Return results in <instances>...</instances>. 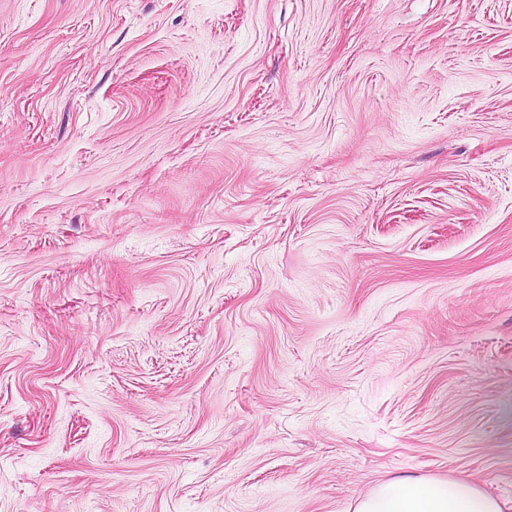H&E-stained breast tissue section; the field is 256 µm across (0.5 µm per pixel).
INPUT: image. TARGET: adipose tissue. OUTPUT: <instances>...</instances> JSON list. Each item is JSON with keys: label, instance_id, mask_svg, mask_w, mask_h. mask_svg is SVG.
<instances>
[{"label": "adipose tissue", "instance_id": "1", "mask_svg": "<svg viewBox=\"0 0 512 512\" xmlns=\"http://www.w3.org/2000/svg\"><path fill=\"white\" fill-rule=\"evenodd\" d=\"M355 512H506L503 502L464 479L404 477L377 485Z\"/></svg>", "mask_w": 512, "mask_h": 512}]
</instances>
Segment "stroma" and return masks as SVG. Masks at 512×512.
Returning a JSON list of instances; mask_svg holds the SVG:
<instances>
[{
  "label": "stroma",
  "mask_w": 512,
  "mask_h": 512,
  "mask_svg": "<svg viewBox=\"0 0 512 512\" xmlns=\"http://www.w3.org/2000/svg\"><path fill=\"white\" fill-rule=\"evenodd\" d=\"M512 505V0H0V512ZM505 504L464 479L404 477L377 485L355 512H506Z\"/></svg>",
  "instance_id": "obj_1"
}]
</instances>
